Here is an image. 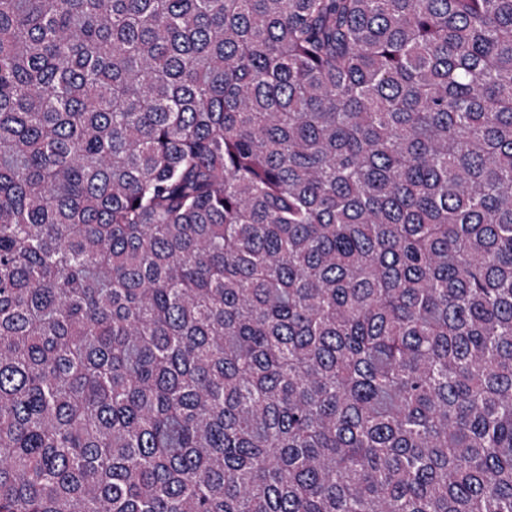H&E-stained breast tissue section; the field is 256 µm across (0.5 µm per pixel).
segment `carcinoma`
Here are the masks:
<instances>
[{"mask_svg": "<svg viewBox=\"0 0 512 512\" xmlns=\"http://www.w3.org/2000/svg\"><path fill=\"white\" fill-rule=\"evenodd\" d=\"M0 512H512V0H0Z\"/></svg>", "mask_w": 512, "mask_h": 512, "instance_id": "obj_1", "label": "carcinoma"}]
</instances>
